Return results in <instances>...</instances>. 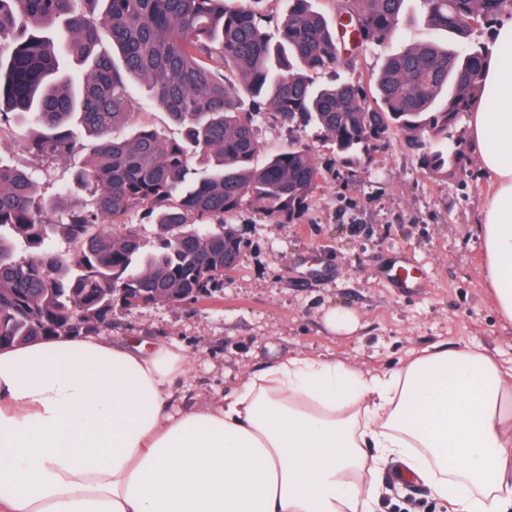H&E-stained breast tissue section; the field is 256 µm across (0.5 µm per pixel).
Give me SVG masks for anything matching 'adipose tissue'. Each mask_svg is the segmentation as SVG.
Wrapping results in <instances>:
<instances>
[{
  "label": "adipose tissue",
  "mask_w": 512,
  "mask_h": 512,
  "mask_svg": "<svg viewBox=\"0 0 512 512\" xmlns=\"http://www.w3.org/2000/svg\"><path fill=\"white\" fill-rule=\"evenodd\" d=\"M512 21L469 114L493 183L483 281L512 320ZM180 349L102 333L0 348V512H374L388 464L452 512H512V363L472 346L368 371L286 355L189 398Z\"/></svg>",
  "instance_id": "obj_1"
}]
</instances>
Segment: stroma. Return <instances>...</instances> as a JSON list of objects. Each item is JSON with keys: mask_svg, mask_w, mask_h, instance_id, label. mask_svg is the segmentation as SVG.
Wrapping results in <instances>:
<instances>
[{"mask_svg": "<svg viewBox=\"0 0 512 512\" xmlns=\"http://www.w3.org/2000/svg\"><path fill=\"white\" fill-rule=\"evenodd\" d=\"M407 0L400 30L387 45L361 49L357 76L369 81L386 58L434 38ZM262 155L306 145L323 178L300 218L272 224L244 208L230 217L246 246L235 270L210 297L185 304L115 306L107 336H142L183 347L197 364L193 389L232 385L238 375L283 355L336 358L371 370L397 368L413 347L473 344L512 357V323L493 308L482 280L477 227L490 180L472 154L442 179L426 175L414 150L395 136L359 165L337 160L314 129L289 130L256 117ZM410 257L431 278L428 289H396L385 273ZM352 311L357 326L330 332L332 307ZM375 512H439L424 484L381 474Z\"/></svg>", "mask_w": 512, "mask_h": 512, "instance_id": "35a3bbf8", "label": "stroma"}]
</instances>
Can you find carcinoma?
<instances>
[{"instance_id":"obj_1","label":"carcinoma","mask_w":512,"mask_h":512,"mask_svg":"<svg viewBox=\"0 0 512 512\" xmlns=\"http://www.w3.org/2000/svg\"><path fill=\"white\" fill-rule=\"evenodd\" d=\"M256 0H0V128H28L30 150L67 159L92 139L73 182L53 197L34 171L0 159V346L80 336L109 326L130 288L198 301L224 281L245 247L225 220L243 206L290 224L322 169L291 143L258 166L254 117L313 127L339 161L360 164L393 135L419 146L429 176L448 177L462 153L451 130L480 93L483 51L428 40L391 55L367 93L361 81L314 86L310 73L357 70L311 0H287L279 19ZM406 0H346V25L365 45L398 32ZM433 31L465 37L512 0H422ZM68 56L85 66L75 79ZM181 127L170 140L145 127L113 137L135 109L129 80ZM137 211L164 230L142 250L107 228ZM72 245L50 253L54 237ZM26 255L18 256V248Z\"/></svg>"}]
</instances>
